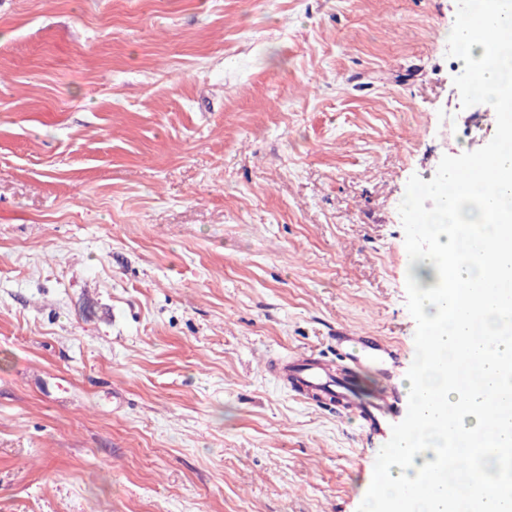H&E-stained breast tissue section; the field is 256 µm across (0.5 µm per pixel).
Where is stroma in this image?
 Returning <instances> with one entry per match:
<instances>
[{"label":"stroma","instance_id":"stroma-1","mask_svg":"<svg viewBox=\"0 0 512 512\" xmlns=\"http://www.w3.org/2000/svg\"><path fill=\"white\" fill-rule=\"evenodd\" d=\"M458 0H0V512H363L388 436L266 372H412L414 193L489 157ZM332 340L336 361L301 352L272 360L271 371L300 399L331 406L337 414L353 413L368 433L384 437L396 403L397 352L389 342L361 331L336 330ZM368 363L380 373L385 386L363 402L352 390L350 378L357 368Z\"/></svg>","mask_w":512,"mask_h":512}]
</instances>
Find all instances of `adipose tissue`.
<instances>
[{"instance_id": "obj_1", "label": "adipose tissue", "mask_w": 512, "mask_h": 512, "mask_svg": "<svg viewBox=\"0 0 512 512\" xmlns=\"http://www.w3.org/2000/svg\"><path fill=\"white\" fill-rule=\"evenodd\" d=\"M448 37L461 43L460 69L468 89L488 111L503 113L512 101V60L473 66L487 44L476 25L452 23ZM490 173L494 192L483 182L469 187L475 209L464 212L434 205L418 231L425 241L411 262L418 285L417 306L431 343L422 349L404 380L420 406L397 434V452L385 458L365 498L364 512H448V450L486 433L497 447L512 446V412L490 423L486 397L512 391V338L499 332L512 313V225L491 222L488 211L512 202V149L497 148ZM466 288L472 309L458 319L448 306L457 288ZM452 407L456 427L448 429L430 404Z\"/></svg>"}]
</instances>
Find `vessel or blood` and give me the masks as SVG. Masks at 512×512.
<instances>
[{"instance_id":"vessel-or-blood-1","label":"vessel or blood","mask_w":512,"mask_h":512,"mask_svg":"<svg viewBox=\"0 0 512 512\" xmlns=\"http://www.w3.org/2000/svg\"><path fill=\"white\" fill-rule=\"evenodd\" d=\"M333 348L336 357L332 360L301 352L272 361L270 368L300 399L331 406L341 415L355 414L368 433L384 436L396 403L395 349L383 339L348 329L337 331ZM368 363L380 373L385 386L364 402L352 390L350 378L357 368Z\"/></svg>"}]
</instances>
